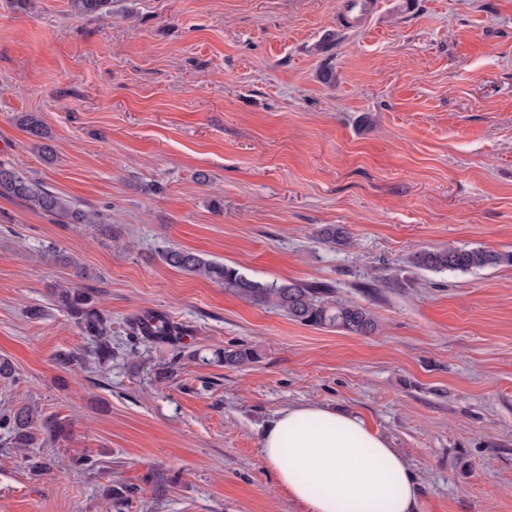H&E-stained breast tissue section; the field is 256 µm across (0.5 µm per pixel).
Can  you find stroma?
Wrapping results in <instances>:
<instances>
[{"label": "stroma", "mask_w": 512, "mask_h": 512, "mask_svg": "<svg viewBox=\"0 0 512 512\" xmlns=\"http://www.w3.org/2000/svg\"><path fill=\"white\" fill-rule=\"evenodd\" d=\"M369 2L112 0L89 19L0 0V162L101 215L58 224L0 198L15 369L0 412L24 402L67 425L0 447V512H306L259 451L302 404L385 436L418 512H512V265L409 264L448 245L512 253V0ZM329 224L348 244L322 239ZM169 246L262 283H327L378 329L294 322L167 266ZM61 285L111 318L107 365ZM148 312L187 330L176 376L160 374L169 344L126 343ZM230 345L259 362L218 363ZM19 125L32 137V141L36 144L43 153L51 150L48 145L41 144L38 140L47 139L49 131L42 119L35 112L25 113L18 119Z\"/></svg>", "instance_id": "obj_1"}]
</instances>
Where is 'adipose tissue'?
Listing matches in <instances>:
<instances>
[{
  "instance_id": "1",
  "label": "adipose tissue",
  "mask_w": 512,
  "mask_h": 512,
  "mask_svg": "<svg viewBox=\"0 0 512 512\" xmlns=\"http://www.w3.org/2000/svg\"><path fill=\"white\" fill-rule=\"evenodd\" d=\"M260 452L307 512H416L410 467L356 415L288 407L265 429Z\"/></svg>"
}]
</instances>
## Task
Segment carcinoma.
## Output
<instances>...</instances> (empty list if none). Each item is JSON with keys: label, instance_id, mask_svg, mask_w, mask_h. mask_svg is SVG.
Here are the masks:
<instances>
[{"label": "carcinoma", "instance_id": "obj_1", "mask_svg": "<svg viewBox=\"0 0 512 512\" xmlns=\"http://www.w3.org/2000/svg\"><path fill=\"white\" fill-rule=\"evenodd\" d=\"M71 11L79 16L103 18L110 13L112 0H69ZM19 125L38 144L42 152L49 150L41 140L48 138L49 131L35 112L18 119ZM0 197L22 201L40 213L64 224H97L100 214L79 208L71 199L45 188L30 179L17 167L0 163ZM328 243H345L347 232L339 225H328L320 231ZM167 265L189 274L204 276L221 283L256 304L270 305L288 318L312 327L338 328L357 335H368L376 330V323L366 308L336 300L333 289L322 282L285 281L263 284L247 278L236 268L208 260L186 249L169 247L161 252ZM413 267L429 272H466L512 263V254H500L483 247H442L423 250L411 257ZM57 302L71 317L77 320L83 332L92 337L95 345L89 354L100 364L112 359V322L95 307L92 293L77 287L58 289ZM183 328L164 313L150 312L141 319L129 322V335L138 342L179 343ZM224 364L239 366L258 361V354L250 348H226ZM66 425L55 418H42L30 406L19 405L9 412H0V436L14 448H31L37 434L44 440L53 441L61 436Z\"/></svg>", "mask_w": 512, "mask_h": 512}]
</instances>
